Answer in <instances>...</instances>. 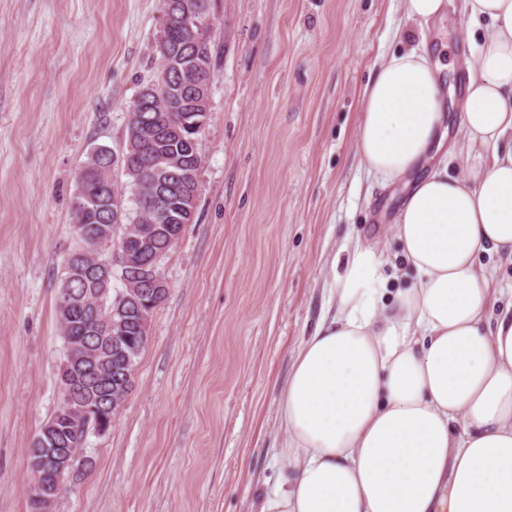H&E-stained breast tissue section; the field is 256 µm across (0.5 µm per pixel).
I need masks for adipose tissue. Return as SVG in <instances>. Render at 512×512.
<instances>
[{"label": "adipose tissue", "instance_id": "adipose-tissue-1", "mask_svg": "<svg viewBox=\"0 0 512 512\" xmlns=\"http://www.w3.org/2000/svg\"><path fill=\"white\" fill-rule=\"evenodd\" d=\"M485 20L456 102L474 178L428 165L448 135L443 60L384 59L364 89L356 150L404 182L392 231L415 273L385 299L390 258L356 244L337 303L296 352L279 405L281 468L259 512H512V299L489 315L492 273L512 258V0H464Z\"/></svg>", "mask_w": 512, "mask_h": 512}]
</instances>
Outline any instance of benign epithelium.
I'll use <instances>...</instances> for the list:
<instances>
[{"label":"benign epithelium","instance_id":"benign-epithelium-1","mask_svg":"<svg viewBox=\"0 0 512 512\" xmlns=\"http://www.w3.org/2000/svg\"><path fill=\"white\" fill-rule=\"evenodd\" d=\"M199 24L195 19L193 9L182 5L176 14L163 15V23L158 37L163 44L168 33L175 27L193 28ZM178 76L183 93L189 99L188 109L192 112L193 121L187 124L188 129L195 134L191 142L200 141V135L205 127L209 110V92L212 73L202 59H193L191 63L180 57L168 56L167 66L158 74L159 81L149 84L145 92L157 95L167 91L165 81L170 75ZM188 165L183 158L171 156L168 169L160 173L154 181V189L149 197L150 210L164 215L170 192L175 184L185 181L198 183V174L187 171ZM132 225L127 224L123 230L112 228V225L99 228L98 238L109 240L112 249L103 252L101 269L120 274L123 289L119 297L135 304L139 308L136 330L141 342L148 341V328L152 313L165 300L168 285L159 270L160 258L153 257L141 266L144 278L149 281L146 288L133 287L132 281L126 279V272L132 265L137 264V255L127 247L128 234ZM56 305L71 321L86 310V300L73 294L70 288L57 290ZM118 311L114 310L108 316L99 319L95 331L106 335L112 340H121L128 332L126 319L117 318ZM65 359L61 363V372L57 380L59 398L52 416L42 425L35 439V447L42 461L34 462L31 467L32 482L30 492L37 503L39 512H51V506L66 490V485L77 473L91 465V459L85 455L87 438L91 434L104 435L112 427V422L131 391L134 382V372L104 364L98 351L87 349L84 355L75 359L71 356V336L63 337ZM92 373L96 375L103 386L102 393H88L78 396L83 378Z\"/></svg>","mask_w":512,"mask_h":512}]
</instances>
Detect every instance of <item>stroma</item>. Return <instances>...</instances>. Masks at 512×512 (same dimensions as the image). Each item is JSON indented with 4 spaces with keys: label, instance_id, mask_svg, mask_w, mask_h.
<instances>
[{
    "label": "stroma",
    "instance_id": "stroma-1",
    "mask_svg": "<svg viewBox=\"0 0 512 512\" xmlns=\"http://www.w3.org/2000/svg\"><path fill=\"white\" fill-rule=\"evenodd\" d=\"M215 78L197 213L160 268L133 388L53 512H255L276 483L278 404L355 242L413 275L394 185L355 152L382 57L420 45L399 0H210ZM163 0H0V512H32L28 450L57 400L56 293L93 147L119 149L154 77ZM465 78L480 31L448 0Z\"/></svg>",
    "mask_w": 512,
    "mask_h": 512
}]
</instances>
